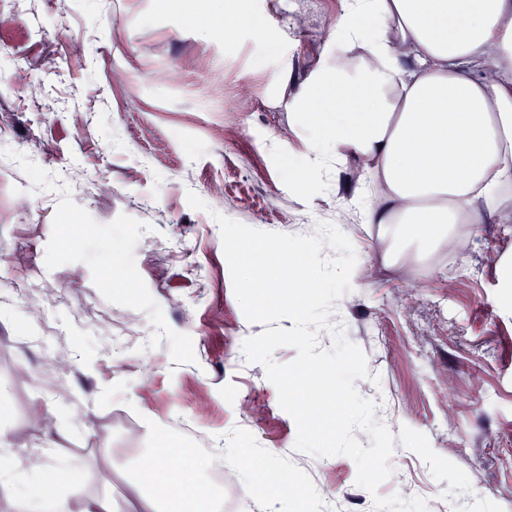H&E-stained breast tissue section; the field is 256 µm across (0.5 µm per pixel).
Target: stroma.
<instances>
[{
    "label": "stroma",
    "instance_id": "obj_1",
    "mask_svg": "<svg viewBox=\"0 0 512 512\" xmlns=\"http://www.w3.org/2000/svg\"><path fill=\"white\" fill-rule=\"evenodd\" d=\"M304 27L282 18L283 0H25L15 12L32 39L0 40V108L12 137L0 142V408L16 455L50 447V464L84 496L122 502L126 481L169 442L222 460L197 491L223 512H258L246 457L275 452L295 491L288 512H314L328 477L343 512H374L344 455L296 451V424L263 365L234 362L265 326L238 303L215 214L252 228L301 235L308 222L342 224L361 263L334 303L366 356L356 380L394 437L391 475L378 492L401 493L409 473L427 503L451 512H512V319L498 315L497 256L512 223L482 225L462 264L387 266L375 224L350 221L364 187L351 159L288 180L305 152L288 101L321 63L342 0H294ZM235 22V36L215 37ZM39 83L43 105L27 100ZM206 204L192 209L188 192ZM29 206L14 210L11 195ZM159 247L145 253L144 237ZM59 293L44 321L20 297L45 282ZM73 355L56 397L16 377Z\"/></svg>",
    "mask_w": 512,
    "mask_h": 512
}]
</instances>
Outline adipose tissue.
I'll return each mask as SVG.
<instances>
[{"label": "adipose tissue", "mask_w": 512, "mask_h": 512, "mask_svg": "<svg viewBox=\"0 0 512 512\" xmlns=\"http://www.w3.org/2000/svg\"><path fill=\"white\" fill-rule=\"evenodd\" d=\"M336 46L357 61L324 62L289 107L309 150L291 179L353 158L379 189L353 205L362 223L379 225L387 264L429 263L487 218L512 223V0H343ZM414 55L406 68L403 56ZM205 456L159 448L144 457L130 485L138 512H193L185 494ZM49 479L48 462L29 468L0 450V499L20 512H112L78 484L49 498L21 499L29 471ZM170 487L165 508L147 487Z\"/></svg>", "instance_id": "adipose-tissue-1"}]
</instances>
